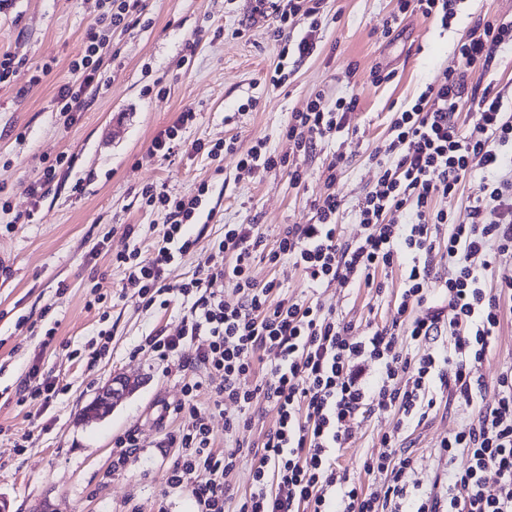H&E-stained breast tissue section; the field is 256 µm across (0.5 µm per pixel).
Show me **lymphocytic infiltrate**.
Masks as SVG:
<instances>
[{
    "mask_svg": "<svg viewBox=\"0 0 512 512\" xmlns=\"http://www.w3.org/2000/svg\"><path fill=\"white\" fill-rule=\"evenodd\" d=\"M325 6L326 0H256L257 10L271 11L273 35L282 44L273 85L288 81L286 58L301 62L314 53ZM96 8L57 95V110L71 125L87 92L106 80L118 38L141 25L147 3L96 0ZM298 17L310 20L300 34L293 28ZM508 45L511 19L476 23L455 46L457 66L393 113L384 144L370 152L379 176L357 205L358 238L343 239L338 231L343 203L332 187L343 158L337 155L327 167V191L311 202L312 223L287 225L272 248L259 225H225L223 239L212 245L215 261L174 289L167 268L195 246L188 228L209 185L182 197L143 187L141 197L163 213L165 231L152 257L135 249L116 261L126 269L124 293L142 307L173 290L191 302L178 335L159 331L143 343L184 374L183 397L171 410L182 425L167 439L175 454L164 485L188 490L194 512H225L231 502L236 512H512V365L490 385L478 373L512 303V98L491 84L468 93L465 82L469 73L484 76ZM464 103L474 120L462 132L457 112ZM357 104L341 97L330 108L323 93H315L290 115L287 155L269 151L260 139L242 153L240 169L264 173L286 167L288 155H309L319 141L346 129ZM476 168L489 176L467 199L469 221L450 224L434 202L457 194ZM258 260L273 267L292 262L314 290L362 283L379 297L385 293L380 273L397 268L403 289L391 318L361 335L319 301L282 295L277 279L256 281ZM228 282L237 293L232 303L224 300ZM417 308L424 314L415 319ZM445 332L453 344L442 353L434 345ZM199 339L203 347L186 357L185 346ZM489 388L494 402H481ZM437 389L474 411L465 430L440 443L447 476L409 485L402 477L417 471L418 458L400 435L428 417ZM203 390L212 397L205 409L195 403ZM259 401L276 408L278 421L247 455L235 436L252 427L250 410ZM217 412L224 416L222 448L210 426ZM388 412L396 422L378 432L381 452L362 464L376 478L366 486L342 468L338 453L357 416ZM461 457L462 467L456 464ZM244 462L249 484L243 488Z\"/></svg>",
    "mask_w": 512,
    "mask_h": 512,
    "instance_id": "lymphocytic-infiltrate-1",
    "label": "lymphocytic infiltrate"
}]
</instances>
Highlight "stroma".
<instances>
[{
    "instance_id": "1",
    "label": "stroma",
    "mask_w": 512,
    "mask_h": 512,
    "mask_svg": "<svg viewBox=\"0 0 512 512\" xmlns=\"http://www.w3.org/2000/svg\"><path fill=\"white\" fill-rule=\"evenodd\" d=\"M397 5L328 0L315 54L294 65L287 84L277 87L270 76L281 46L271 17L256 12L254 0H148L151 26L123 36L108 81L70 126L55 98L94 20L93 0H17L14 11L0 16V53L26 61L15 84L0 85V206L10 207L0 210V256L10 268L9 275L0 274V512H155L160 497L168 512H193L187 490L162 489L173 462L167 437L179 422L159 413L181 400L183 374L140 347L153 331L176 334L189 305L174 294L167 307L142 308L123 295L124 270L116 261L135 247L152 256L163 233L162 215L142 206L140 191L153 185L184 196L200 182L209 184L201 216L190 228L196 244L167 270L174 286L208 266L225 225L261 224L272 245L284 225L310 223V199L324 191L326 168L337 154L345 157L335 185L344 203L339 231L346 239L359 236L355 210L378 175L369 153L385 140L392 109L409 105L440 80L455 62V44L475 22L512 20V0H459L450 26L413 13L382 37ZM237 28L243 36L232 37ZM46 64L51 71L45 75ZM376 65L395 72V79L372 83L369 72ZM35 73L40 81L29 83ZM320 90L327 105L354 95L359 106L348 130L318 143L312 155L295 157L306 173L304 186L292 185L284 170L239 169V152L256 139L286 153L290 112ZM251 98L256 107L248 106ZM187 108L196 119L183 130L182 145L168 158L149 156L153 139ZM229 137L239 151L220 162L191 148L196 140ZM61 153L69 166L58 171L47 194L32 197L29 186L41 176L44 159ZM18 214L24 223H12ZM128 224L135 236L125 235ZM253 276L278 279L284 293L295 297L314 293L288 262L274 268L255 262ZM97 285L107 301L94 306ZM401 289L396 270L380 299L364 287L332 286L314 294L364 333L389 317ZM22 316L37 318L40 332L54 329L53 344L41 347L38 336L17 327ZM102 329L112 333L109 344L98 336ZM34 364L68 389L46 406L38 400L16 406L13 392ZM118 377L131 380L132 393L105 418L84 422V407ZM472 412L441 394L424 422L404 430L419 477L442 472L438 446L463 429ZM392 421V415L375 414L355 422L340 461L362 483L372 481L362 462L378 455L377 434ZM130 429L141 439L139 457L128 470L113 472V440ZM21 441L28 444L23 453L14 448Z\"/></svg>"
}]
</instances>
